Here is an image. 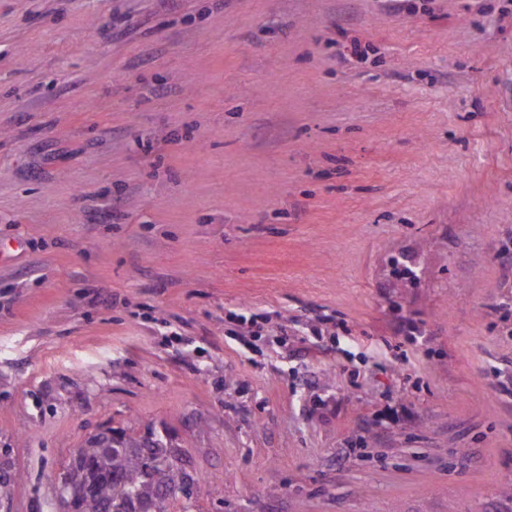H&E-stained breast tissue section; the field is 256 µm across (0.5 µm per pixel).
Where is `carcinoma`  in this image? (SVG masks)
Returning <instances> with one entry per match:
<instances>
[{"label":"carcinoma","mask_w":512,"mask_h":512,"mask_svg":"<svg viewBox=\"0 0 512 512\" xmlns=\"http://www.w3.org/2000/svg\"><path fill=\"white\" fill-rule=\"evenodd\" d=\"M81 457L66 472L76 482L79 512H103L104 505L123 512L131 502L128 494L147 504L149 512H172L179 494L161 491L160 483L174 485L175 471L158 476L152 463L168 458L170 449L161 440L141 441L126 433L106 443L87 440L80 446Z\"/></svg>","instance_id":"cac0c4a2"}]
</instances>
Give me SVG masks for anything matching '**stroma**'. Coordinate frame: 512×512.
Segmentation results:
<instances>
[{"label": "stroma", "instance_id": "obj_1", "mask_svg": "<svg viewBox=\"0 0 512 512\" xmlns=\"http://www.w3.org/2000/svg\"><path fill=\"white\" fill-rule=\"evenodd\" d=\"M506 383L512 0H0V512H512ZM110 432L117 438L108 439L103 446L99 439L85 440L80 459L66 469L80 493L79 512H103L106 504L112 506V512H124L132 501L129 492L147 504L149 512H174L171 509L180 494L173 489L162 492L160 483L164 480L173 487L178 474L172 470L158 477L152 467V463L168 458L167 445L159 439L141 441L123 431Z\"/></svg>", "mask_w": 512, "mask_h": 512}]
</instances>
